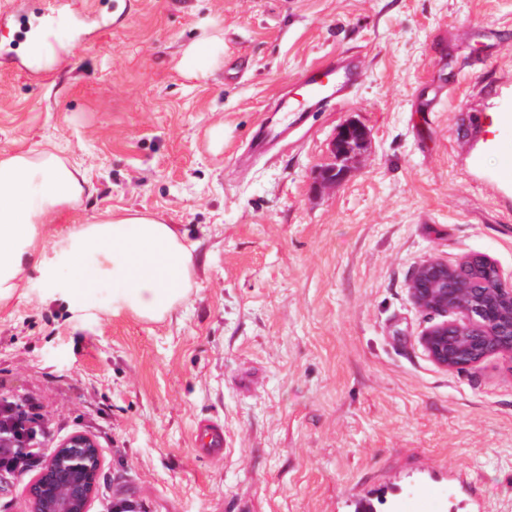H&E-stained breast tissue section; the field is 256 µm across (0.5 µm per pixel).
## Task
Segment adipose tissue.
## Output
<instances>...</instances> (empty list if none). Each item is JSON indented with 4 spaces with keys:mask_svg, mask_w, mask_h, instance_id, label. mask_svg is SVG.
<instances>
[{
    "mask_svg": "<svg viewBox=\"0 0 512 512\" xmlns=\"http://www.w3.org/2000/svg\"><path fill=\"white\" fill-rule=\"evenodd\" d=\"M223 63V34L205 29L183 47L176 68L201 80ZM84 182L78 168L50 151L0 159V299L26 288L35 269L49 288L81 306L105 276L112 284L113 312L162 317L192 287L191 250L171 225L137 211L106 213L59 235L51 252H44L42 224L80 204Z\"/></svg>",
    "mask_w": 512,
    "mask_h": 512,
    "instance_id": "ef3b65f1",
    "label": "adipose tissue"
}]
</instances>
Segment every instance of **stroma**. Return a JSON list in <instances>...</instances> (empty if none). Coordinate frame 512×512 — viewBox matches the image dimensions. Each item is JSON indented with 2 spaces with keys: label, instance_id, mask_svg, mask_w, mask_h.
I'll return each instance as SVG.
<instances>
[{
  "label": "stroma",
  "instance_id": "obj_1",
  "mask_svg": "<svg viewBox=\"0 0 512 512\" xmlns=\"http://www.w3.org/2000/svg\"><path fill=\"white\" fill-rule=\"evenodd\" d=\"M121 26L74 42L52 82L0 69V158L54 152L88 181L56 235L147 212L193 244L187 297L157 320L71 307L32 274L0 302V402L43 405L42 452L99 450L90 512H376L427 484L445 512H512V362L437 368L419 264L488 256L512 275V0H118ZM208 23L225 64L176 69ZM351 50L362 82L286 142L249 156L268 102ZM367 132L334 185L331 146ZM224 130L221 143L209 137ZM224 424L197 456V420ZM357 137V142L360 143L361 139L365 142L366 133L364 128L354 121L347 122L339 131L337 137L332 144V152L336 158H344L354 153L351 147L347 145L353 138ZM356 147H359L358 143L354 142ZM193 445L201 455L209 458L224 456V424L216 419H203L193 430Z\"/></svg>",
  "mask_w": 512,
  "mask_h": 512
}]
</instances>
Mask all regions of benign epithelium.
<instances>
[{"instance_id":"benign-epithelium-1","label":"benign epithelium","mask_w":512,"mask_h":512,"mask_svg":"<svg viewBox=\"0 0 512 512\" xmlns=\"http://www.w3.org/2000/svg\"><path fill=\"white\" fill-rule=\"evenodd\" d=\"M366 138L364 128L347 122L332 144L342 159L352 154L348 142ZM409 294L421 310L443 320L427 328L420 344L440 369L460 371L490 357L512 362V277H505L484 255L455 263L431 258L421 263ZM46 473L32 482V512H88L99 469V453L90 439L73 436L46 462Z\"/></svg>"}]
</instances>
